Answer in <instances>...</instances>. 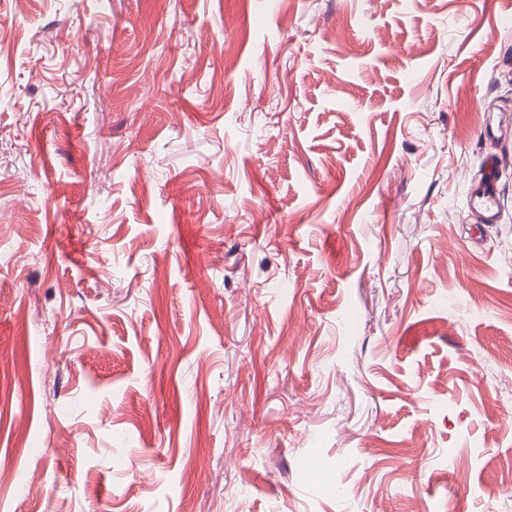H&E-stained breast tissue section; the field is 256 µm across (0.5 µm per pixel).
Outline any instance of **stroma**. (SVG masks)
Returning a JSON list of instances; mask_svg holds the SVG:
<instances>
[{
	"instance_id": "1",
	"label": "stroma",
	"mask_w": 512,
	"mask_h": 512,
	"mask_svg": "<svg viewBox=\"0 0 512 512\" xmlns=\"http://www.w3.org/2000/svg\"><path fill=\"white\" fill-rule=\"evenodd\" d=\"M511 338L512 0H0V512H512ZM496 169L497 162L495 160H490L481 178L483 183L481 205L484 210L483 218L487 224H493L497 219V193L495 186Z\"/></svg>"
}]
</instances>
